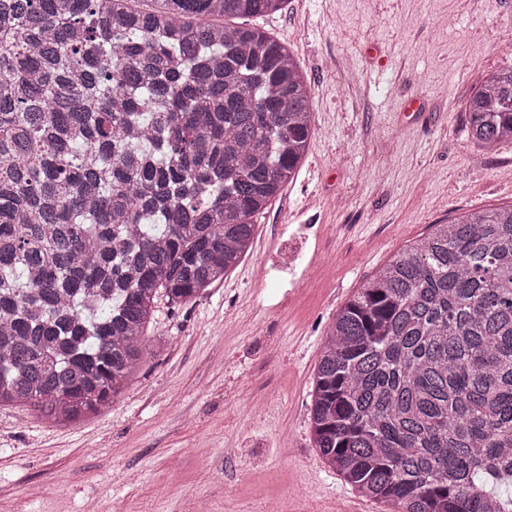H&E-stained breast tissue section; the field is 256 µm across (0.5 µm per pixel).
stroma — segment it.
Wrapping results in <instances>:
<instances>
[{"mask_svg": "<svg viewBox=\"0 0 512 512\" xmlns=\"http://www.w3.org/2000/svg\"><path fill=\"white\" fill-rule=\"evenodd\" d=\"M256 25L312 88L298 175L222 283L159 306L139 373L107 408L70 424L0 408V512H384L312 446L314 367L336 313L394 253L512 204V144L484 151L465 112L512 66L497 46L512 0H288Z\"/></svg>", "mask_w": 512, "mask_h": 512, "instance_id": "35a3bbf8", "label": "stroma"}]
</instances>
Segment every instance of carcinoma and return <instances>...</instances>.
Masks as SVG:
<instances>
[{
	"instance_id": "1",
	"label": "carcinoma",
	"mask_w": 512,
	"mask_h": 512,
	"mask_svg": "<svg viewBox=\"0 0 512 512\" xmlns=\"http://www.w3.org/2000/svg\"><path fill=\"white\" fill-rule=\"evenodd\" d=\"M0 0V406L71 423L142 365L158 300L248 253L313 100L245 20L288 0ZM512 143V67L466 103ZM324 462L391 512H512V205L466 212L349 299L315 367Z\"/></svg>"
}]
</instances>
